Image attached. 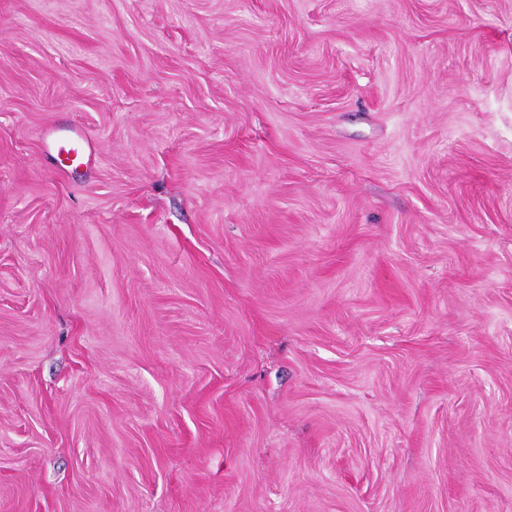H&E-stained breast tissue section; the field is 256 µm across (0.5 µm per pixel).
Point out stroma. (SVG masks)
Instances as JSON below:
<instances>
[{
    "label": "stroma",
    "mask_w": 512,
    "mask_h": 512,
    "mask_svg": "<svg viewBox=\"0 0 512 512\" xmlns=\"http://www.w3.org/2000/svg\"><path fill=\"white\" fill-rule=\"evenodd\" d=\"M0 512H512V0H0ZM52 134L56 136L51 141L45 142L50 151L54 150L61 142H65L69 149L66 151L64 146H60L59 152L66 151L67 154H72L75 159L81 160L78 166H83L89 162L94 147L91 138L83 128L75 125L67 129L54 131Z\"/></svg>",
    "instance_id": "1"
}]
</instances>
